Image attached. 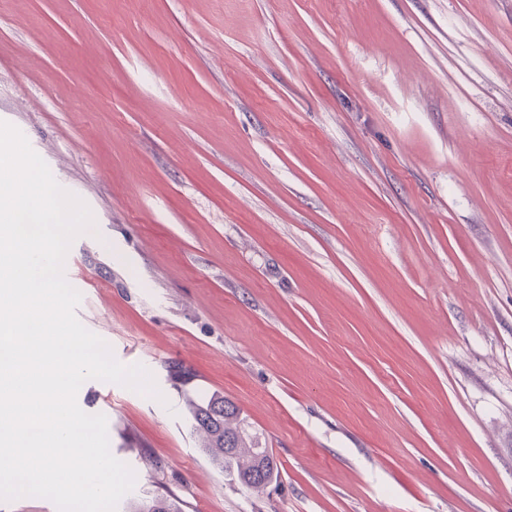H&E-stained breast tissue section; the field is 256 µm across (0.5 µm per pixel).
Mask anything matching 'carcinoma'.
<instances>
[{
	"instance_id": "carcinoma-1",
	"label": "carcinoma",
	"mask_w": 512,
	"mask_h": 512,
	"mask_svg": "<svg viewBox=\"0 0 512 512\" xmlns=\"http://www.w3.org/2000/svg\"><path fill=\"white\" fill-rule=\"evenodd\" d=\"M186 420L211 464L257 492L276 481L278 467L259 435L234 403L219 392L185 397ZM125 512H182L177 496L146 495Z\"/></svg>"
}]
</instances>
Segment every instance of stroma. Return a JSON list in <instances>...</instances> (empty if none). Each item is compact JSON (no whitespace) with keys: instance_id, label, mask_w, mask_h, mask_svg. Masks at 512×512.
<instances>
[{"instance_id":"1","label":"stroma","mask_w":512,"mask_h":512,"mask_svg":"<svg viewBox=\"0 0 512 512\" xmlns=\"http://www.w3.org/2000/svg\"><path fill=\"white\" fill-rule=\"evenodd\" d=\"M0 121L92 212L78 320L162 394L77 393L130 498L512 512V0H0ZM213 391L265 490L195 447ZM186 420L211 464L257 492L276 481L277 464L234 403L219 392L185 397Z\"/></svg>"}]
</instances>
